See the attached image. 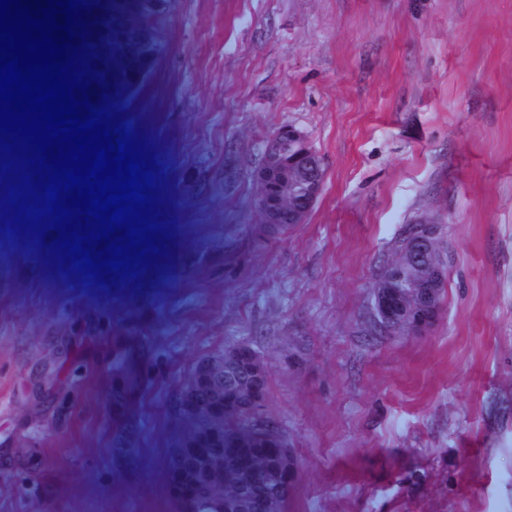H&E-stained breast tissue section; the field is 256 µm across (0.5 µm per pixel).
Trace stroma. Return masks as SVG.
Wrapping results in <instances>:
<instances>
[{"mask_svg": "<svg viewBox=\"0 0 512 512\" xmlns=\"http://www.w3.org/2000/svg\"><path fill=\"white\" fill-rule=\"evenodd\" d=\"M143 44L121 106L166 144L177 261L102 294L0 233V512H174L182 385L239 343L298 464L289 512H512V0H172ZM288 124L325 182L279 231L255 174ZM424 219L446 296L392 333L373 286Z\"/></svg>", "mask_w": 512, "mask_h": 512, "instance_id": "obj_1", "label": "stroma"}]
</instances>
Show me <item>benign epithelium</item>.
<instances>
[{"mask_svg":"<svg viewBox=\"0 0 512 512\" xmlns=\"http://www.w3.org/2000/svg\"><path fill=\"white\" fill-rule=\"evenodd\" d=\"M110 0L109 20L103 24L101 47L125 74L130 64L142 73V36L159 18L155 0H136L138 7L115 11ZM121 27L117 31L113 26ZM129 54L123 59L121 55ZM257 206L266 224H303L322 194L324 169L306 134L292 125L280 127L269 142L266 158L256 174ZM442 225L424 220L409 231L400 243L398 261L386 266L374 287V312L385 328L396 332H419L429 326L440 308L446 286L448 258L437 247ZM245 371L254 384L238 398L224 395V379L233 371ZM267 374L264 360L250 346L237 344L224 352L199 361L184 386L177 414L195 422V430L182 435L170 449L166 467L169 491L178 512H203L210 504L209 487L217 473L227 468L245 473L251 488L252 512H272L274 500L288 496L296 478V465L285 448L278 422L266 411L267 395L260 382ZM234 414L246 424L251 437L282 458L281 484L272 486L269 470L258 469L250 461L235 458L224 447V417Z\"/></svg>","mask_w":512,"mask_h":512,"instance_id":"benign-epithelium-1","label":"benign epithelium"}]
</instances>
